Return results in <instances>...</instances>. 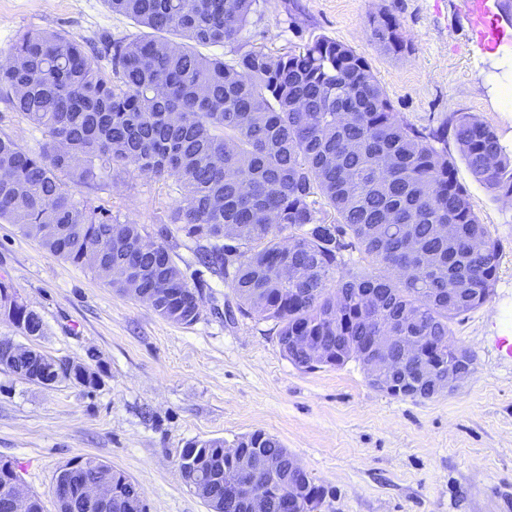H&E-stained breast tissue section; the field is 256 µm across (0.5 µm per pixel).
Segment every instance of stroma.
Returning a JSON list of instances; mask_svg holds the SVG:
<instances>
[{
  "instance_id": "obj_1",
  "label": "stroma",
  "mask_w": 512,
  "mask_h": 512,
  "mask_svg": "<svg viewBox=\"0 0 512 512\" xmlns=\"http://www.w3.org/2000/svg\"><path fill=\"white\" fill-rule=\"evenodd\" d=\"M383 10L401 24L408 46L401 55L369 40V21ZM41 31L94 44L104 33L125 40L141 29L106 0H0V56ZM320 35L367 56L400 117L432 129L450 113L473 112L512 150V104L490 90L512 47L494 54L469 47L455 0H259L237 42L205 53H278ZM4 134L32 150L45 139L0 95ZM457 169L502 251L492 299L452 326L454 340L474 354L475 372L458 391L431 400L388 395L354 360L301 370L284 356L272 323L225 321L224 282L199 276L196 245L181 232L167 241L176 264L187 283L207 282L189 326L163 320L0 221V281L43 323L31 339L0 320V338L101 377L90 391L70 381L43 387L0 369V462L41 497L44 512H55L58 469L90 456L138 484L147 512H208L179 476L182 448L213 438L231 445L261 430L326 487L319 512H512V208L473 183L465 164ZM179 198L173 180L134 171L90 196L152 236Z\"/></svg>"
}]
</instances>
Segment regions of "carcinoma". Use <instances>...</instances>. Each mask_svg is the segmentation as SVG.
<instances>
[{
	"label": "carcinoma",
	"instance_id": "obj_1",
	"mask_svg": "<svg viewBox=\"0 0 512 512\" xmlns=\"http://www.w3.org/2000/svg\"><path fill=\"white\" fill-rule=\"evenodd\" d=\"M107 4L145 32L103 36L101 51L54 31L26 33L8 53L16 63L0 66V90L46 134L37 151L0 137V221L122 293L135 283L157 315L189 326L199 314L166 245L169 228L145 249L141 225L84 194L106 190L131 169L171 178L180 200L169 221L186 238L206 241L196 262L231 290L225 314L273 323L296 367L317 369L293 336L323 337L329 367L359 359L358 345L375 328L372 312L363 311L368 293L378 315L394 323L392 335L420 337L430 361L448 364L452 324L491 300L501 254L457 178L456 159L495 198H511L512 151L496 130L471 112H453L430 131L408 122L366 56L326 36L279 55L259 48L226 60L199 51L238 41L259 0ZM369 24L383 52L406 49L396 17L381 12ZM450 136L456 157L446 147ZM444 224L451 235H440ZM349 248L367 265L347 267ZM113 267L125 277L111 275ZM450 288L462 291L451 307ZM12 291L0 282V318L41 335L35 311L11 313ZM28 365L25 350L0 360L19 377ZM57 370L56 383L100 384L85 365ZM416 382L410 370L385 385L406 397ZM238 448L259 465L277 463L266 512H305L325 496L312 478L295 477L294 458L274 436L254 431ZM181 458L188 484L211 485L210 512H248L243 504L224 507V470L239 460L224 452V440L194 442ZM78 461L89 480L112 487L115 500L142 495L112 465Z\"/></svg>",
	"mask_w": 512,
	"mask_h": 512
}]
</instances>
